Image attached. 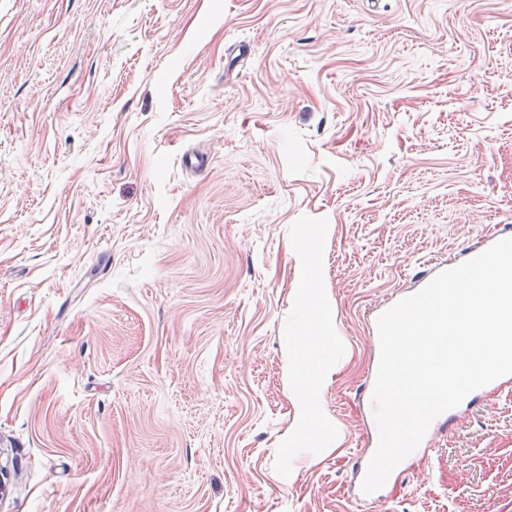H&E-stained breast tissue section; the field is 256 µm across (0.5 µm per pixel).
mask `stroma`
<instances>
[{
    "instance_id": "stroma-1",
    "label": "stroma",
    "mask_w": 512,
    "mask_h": 512,
    "mask_svg": "<svg viewBox=\"0 0 512 512\" xmlns=\"http://www.w3.org/2000/svg\"><path fill=\"white\" fill-rule=\"evenodd\" d=\"M508 225L512 0H0V512H512V385L355 488L373 311ZM448 423H450V416L448 415V411L442 413L441 415H439L438 417H436L433 422L431 423L425 437L423 438L422 442L420 443V445L417 447V449H415L410 455H408L394 470L393 472L390 474L388 481H390L393 477H398L403 471V466H404V463L405 461L408 459V458H411V457H418L419 460H423L425 458V455L421 453V448H424V447H427L428 445V441H429V434L431 432H433L436 428L437 429H440V428H446V426L448 425ZM386 482V483H387Z\"/></svg>"
}]
</instances>
